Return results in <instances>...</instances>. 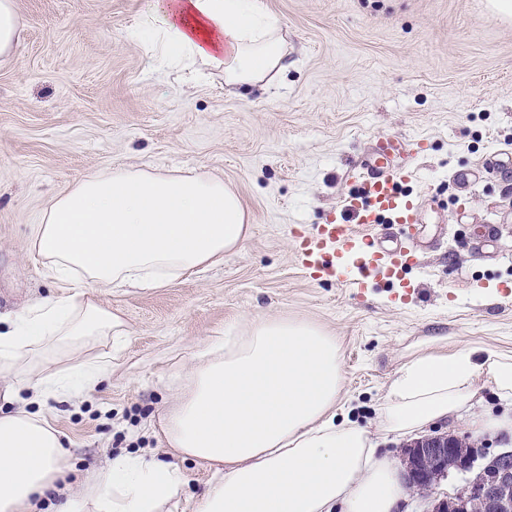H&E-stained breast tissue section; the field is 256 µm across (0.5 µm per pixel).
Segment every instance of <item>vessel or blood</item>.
Returning a JSON list of instances; mask_svg holds the SVG:
<instances>
[{
	"label": "vessel or blood",
	"instance_id": "1",
	"mask_svg": "<svg viewBox=\"0 0 512 512\" xmlns=\"http://www.w3.org/2000/svg\"><path fill=\"white\" fill-rule=\"evenodd\" d=\"M416 143L379 141L374 161L364 164L356 188L327 223L296 232L298 265L318 279H333L352 294L373 282L405 285L418 269L419 198L405 193Z\"/></svg>",
	"mask_w": 512,
	"mask_h": 512
}]
</instances>
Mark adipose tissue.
<instances>
[{"label": "adipose tissue", "mask_w": 512, "mask_h": 512, "mask_svg": "<svg viewBox=\"0 0 512 512\" xmlns=\"http://www.w3.org/2000/svg\"><path fill=\"white\" fill-rule=\"evenodd\" d=\"M145 24L162 66L198 60L229 87L262 84L283 69L287 46L263 0H156ZM248 233L237 193L205 174L122 167L76 182L51 204L32 246L69 291L0 327V512H169L187 485L180 467L128 452L80 486L65 485L73 454L31 407L97 387L112 372L111 358L93 348L127 329L87 286L170 285L239 250ZM195 358L158 420L174 455L213 468L194 512H396L398 463L378 453L364 427L336 418L343 376L335 335L257 315L238 335L204 341ZM483 383L512 398V354L415 353L379 408L380 428L413 438L464 413L475 433L512 429V417L474 412ZM55 491L63 502L50 503Z\"/></svg>", "instance_id": "obj_1"}]
</instances>
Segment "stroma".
Masks as SVG:
<instances>
[{"label":"stroma","instance_id":"1","mask_svg":"<svg viewBox=\"0 0 512 512\" xmlns=\"http://www.w3.org/2000/svg\"><path fill=\"white\" fill-rule=\"evenodd\" d=\"M288 43L269 88L229 91L223 73L157 69L136 32L154 0H15L20 37L0 58V314L58 293L31 248L52 199L112 167L224 180L250 216L240 250L161 288H90L128 334L112 374L46 419L70 443L68 483L123 452L168 457L146 425L177 373L214 331L285 315L341 343L338 420L367 428L404 462L408 442L378 429V408L409 353L490 347L512 353V18L487 0H263ZM421 142L407 187L423 202L419 294L372 285L358 298L294 262L297 226L325 223L379 140ZM472 172L460 188L454 174ZM487 455L512 436L478 437L466 418L431 423ZM472 473L406 487L400 512H429Z\"/></svg>","mask_w":512,"mask_h":512}]
</instances>
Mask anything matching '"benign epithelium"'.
Wrapping results in <instances>:
<instances>
[{
    "instance_id": "obj_1",
    "label": "benign epithelium",
    "mask_w": 512,
    "mask_h": 512,
    "mask_svg": "<svg viewBox=\"0 0 512 512\" xmlns=\"http://www.w3.org/2000/svg\"><path fill=\"white\" fill-rule=\"evenodd\" d=\"M480 449L458 438L430 436L408 451V480L430 483L445 476L448 467L460 472L471 469ZM432 512H512V454L464 491L434 503Z\"/></svg>"
}]
</instances>
